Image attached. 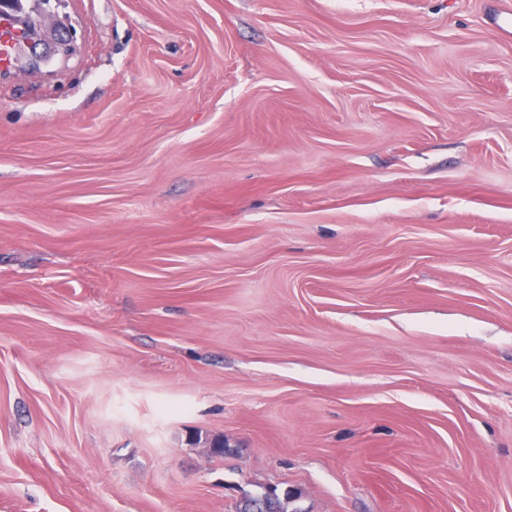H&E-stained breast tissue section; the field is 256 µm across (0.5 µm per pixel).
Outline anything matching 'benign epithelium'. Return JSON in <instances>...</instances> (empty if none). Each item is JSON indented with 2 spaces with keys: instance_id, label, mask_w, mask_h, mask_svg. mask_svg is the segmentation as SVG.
I'll return each mask as SVG.
<instances>
[{
  "instance_id": "benign-epithelium-1",
  "label": "benign epithelium",
  "mask_w": 512,
  "mask_h": 512,
  "mask_svg": "<svg viewBox=\"0 0 512 512\" xmlns=\"http://www.w3.org/2000/svg\"><path fill=\"white\" fill-rule=\"evenodd\" d=\"M28 0H0V15L12 16L16 22L27 31L25 41L28 52L29 66L37 68L53 54L67 56L73 53V35L66 24H58L49 34L36 37L42 30L47 18L46 6L54 2L60 4L63 0H39V7H26Z\"/></svg>"
}]
</instances>
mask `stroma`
I'll return each mask as SVG.
<instances>
[{
    "instance_id": "35a3bbf8",
    "label": "stroma",
    "mask_w": 512,
    "mask_h": 512,
    "mask_svg": "<svg viewBox=\"0 0 512 512\" xmlns=\"http://www.w3.org/2000/svg\"><path fill=\"white\" fill-rule=\"evenodd\" d=\"M499 2L66 0L0 76V512H512ZM28 0H1L0 15L13 16L16 22L27 31L25 41L28 52V62L31 68H38L50 55L59 54L67 56L73 53V35L71 28L66 24H58L48 35L35 39V35L42 30L47 18V9L44 7H31L26 9ZM268 489L271 494L264 500L256 496L242 497L237 512H288V504L295 495L288 492L286 498L281 499L277 489Z\"/></svg>"
}]
</instances>
